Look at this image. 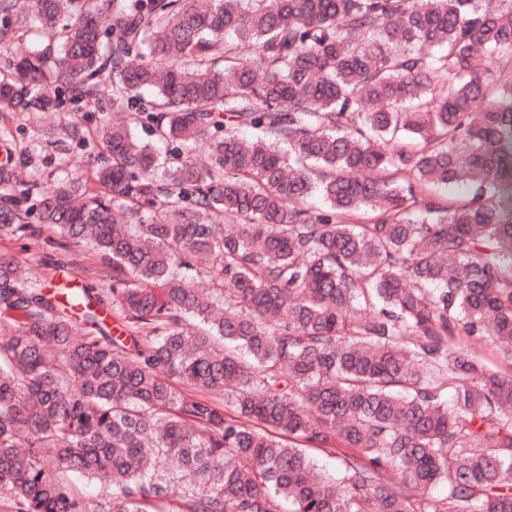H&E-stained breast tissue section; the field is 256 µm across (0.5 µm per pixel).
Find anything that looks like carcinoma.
<instances>
[{"label":"carcinoma","instance_id":"cac0c4a2","mask_svg":"<svg viewBox=\"0 0 512 512\" xmlns=\"http://www.w3.org/2000/svg\"><path fill=\"white\" fill-rule=\"evenodd\" d=\"M112 2L0 0V119L112 93L92 174L0 169L112 267L0 260L5 512H512V0Z\"/></svg>","mask_w":512,"mask_h":512}]
</instances>
